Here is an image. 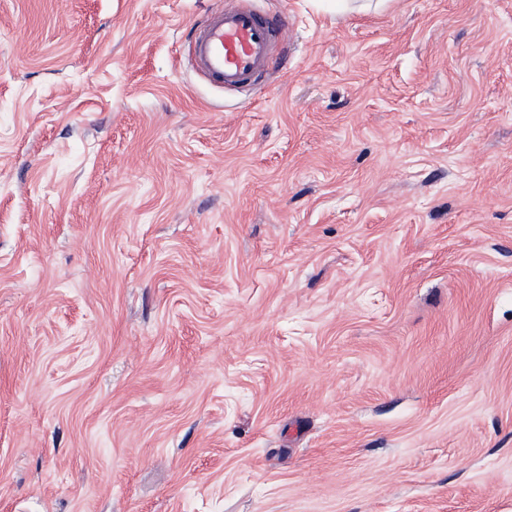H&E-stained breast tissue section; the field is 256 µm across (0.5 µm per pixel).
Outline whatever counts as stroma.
<instances>
[{
  "label": "stroma",
  "mask_w": 512,
  "mask_h": 512,
  "mask_svg": "<svg viewBox=\"0 0 512 512\" xmlns=\"http://www.w3.org/2000/svg\"><path fill=\"white\" fill-rule=\"evenodd\" d=\"M0 0V512H512V0ZM284 42L279 22L231 3L207 18L191 38L189 54L202 80L225 91H239L266 72L274 47Z\"/></svg>",
  "instance_id": "35a3bbf8"
}]
</instances>
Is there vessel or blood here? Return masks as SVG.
<instances>
[{
	"label": "vessel or blood",
	"mask_w": 512,
	"mask_h": 512,
	"mask_svg": "<svg viewBox=\"0 0 512 512\" xmlns=\"http://www.w3.org/2000/svg\"><path fill=\"white\" fill-rule=\"evenodd\" d=\"M284 41L279 22L234 0L207 18L192 37L189 54L202 80L226 91H239L266 72L274 47Z\"/></svg>",
	"instance_id": "b4317fda"
}]
</instances>
